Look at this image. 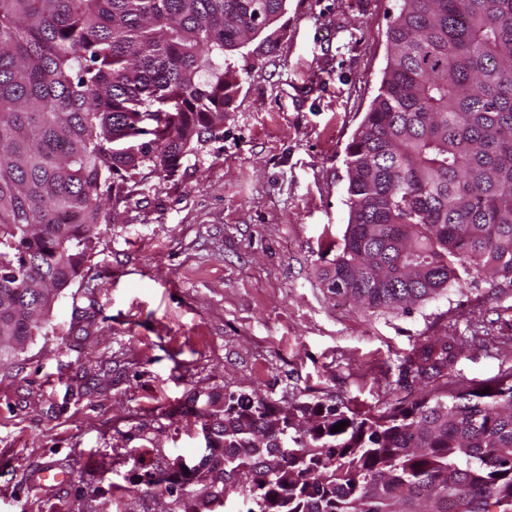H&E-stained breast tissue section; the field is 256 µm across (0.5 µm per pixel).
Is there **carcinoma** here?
<instances>
[{
    "label": "carcinoma",
    "mask_w": 512,
    "mask_h": 512,
    "mask_svg": "<svg viewBox=\"0 0 512 512\" xmlns=\"http://www.w3.org/2000/svg\"><path fill=\"white\" fill-rule=\"evenodd\" d=\"M285 2L0 0V360L49 326L135 172L172 177L219 136L247 73L232 56L274 47ZM345 165L332 295L406 311L511 278L512 0H401ZM457 343H422L416 373L452 369ZM211 423L207 454L149 493L184 492L183 512H512V370L381 415L231 394Z\"/></svg>",
    "instance_id": "carcinoma-1"
}]
</instances>
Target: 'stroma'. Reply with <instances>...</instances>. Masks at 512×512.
<instances>
[{"label": "stroma", "mask_w": 512, "mask_h": 512, "mask_svg": "<svg viewBox=\"0 0 512 512\" xmlns=\"http://www.w3.org/2000/svg\"><path fill=\"white\" fill-rule=\"evenodd\" d=\"M400 0H286L251 41L224 133L178 176L142 170L51 324L0 365V512H181L130 483L205 451L208 397L333 399L374 414L512 370V280L406 313L331 298L319 271L348 224L345 149L378 93ZM466 337L447 380L417 343ZM52 464L58 480L37 473Z\"/></svg>", "instance_id": "obj_1"}]
</instances>
